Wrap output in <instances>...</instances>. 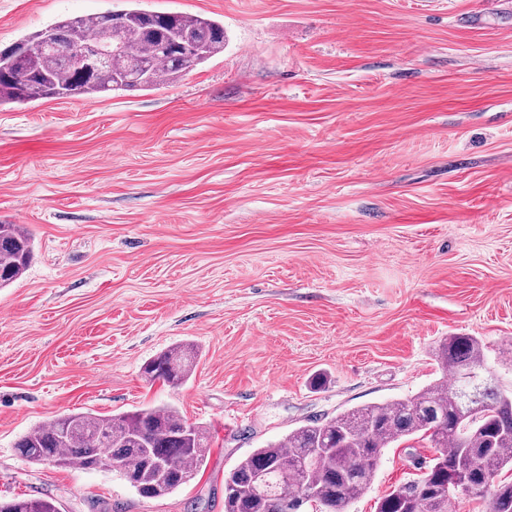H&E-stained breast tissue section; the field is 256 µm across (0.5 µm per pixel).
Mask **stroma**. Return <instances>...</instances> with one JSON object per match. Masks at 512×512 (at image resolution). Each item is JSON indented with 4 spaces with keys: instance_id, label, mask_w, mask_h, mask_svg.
Masks as SVG:
<instances>
[{
    "instance_id": "stroma-1",
    "label": "stroma",
    "mask_w": 512,
    "mask_h": 512,
    "mask_svg": "<svg viewBox=\"0 0 512 512\" xmlns=\"http://www.w3.org/2000/svg\"><path fill=\"white\" fill-rule=\"evenodd\" d=\"M200 14L224 51L153 90L0 107V497L61 512H224V476L313 419L417 393L446 336L512 348V0H0V47L66 16ZM198 350L191 379L146 361ZM171 404L195 478L20 458L58 416ZM383 449L377 501L435 457ZM33 252V237L22 224H0V287L22 277ZM196 356L190 344H180L163 351L146 363L143 368L144 378L149 382L162 380L172 388H179L192 376Z\"/></svg>"
}]
</instances>
